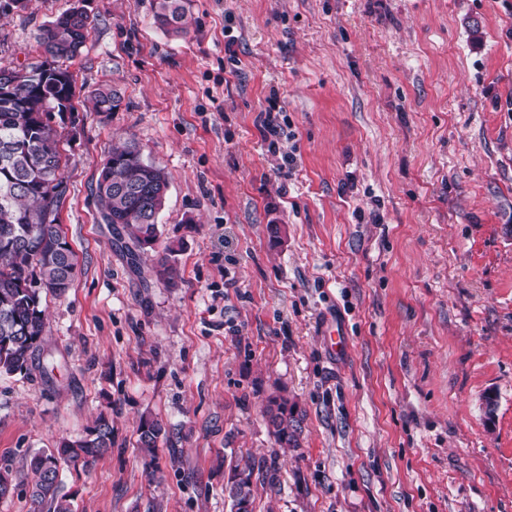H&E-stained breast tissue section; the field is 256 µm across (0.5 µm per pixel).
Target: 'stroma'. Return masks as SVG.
Instances as JSON below:
<instances>
[{
	"label": "stroma",
	"mask_w": 512,
	"mask_h": 512,
	"mask_svg": "<svg viewBox=\"0 0 512 512\" xmlns=\"http://www.w3.org/2000/svg\"><path fill=\"white\" fill-rule=\"evenodd\" d=\"M159 2L91 0L70 63L59 222L80 271L42 299L53 371L0 375V512H29L33 456L102 413L111 453L62 472L76 512H231L234 469L270 458L252 512H512V0H182L180 35ZM73 5L0 14V66L40 63ZM129 138L169 177L174 286L93 192ZM275 395L298 447L274 443ZM144 416L170 431L151 464ZM120 96L119 92L110 87L104 89H96L93 92V104L95 111L100 114L108 116L111 112L119 106Z\"/></svg>",
	"instance_id": "35a3bbf8"
}]
</instances>
